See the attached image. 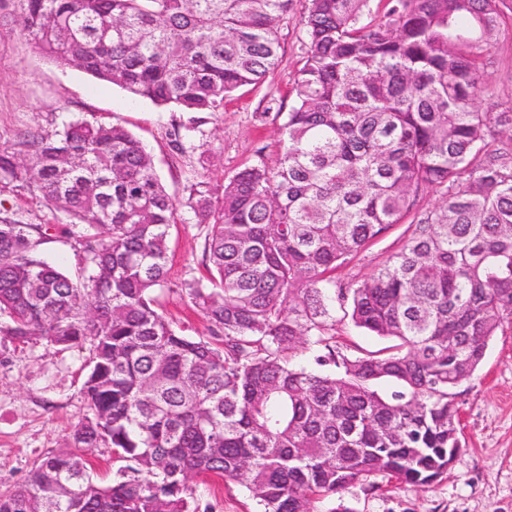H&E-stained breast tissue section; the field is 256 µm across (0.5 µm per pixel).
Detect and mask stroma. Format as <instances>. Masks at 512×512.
<instances>
[{"label": "stroma", "mask_w": 512, "mask_h": 512, "mask_svg": "<svg viewBox=\"0 0 512 512\" xmlns=\"http://www.w3.org/2000/svg\"><path fill=\"white\" fill-rule=\"evenodd\" d=\"M306 0L294 7L279 29L278 67L257 86L238 90L217 112H182L133 98L123 89L48 58L16 22L18 0H0V151L23 154L27 136L72 117L119 124L152 154L157 174L177 201L170 239L169 278L157 291L156 308L189 336L210 337V324L192 304L184 283L203 277L206 228L185 203L186 188L204 179L222 183L245 165H275L280 123L267 108H290L294 81L303 63ZM500 30L483 58L477 107L512 110V0L501 4ZM190 127L191 146L178 150L174 129ZM39 224L48 230L43 258L70 274H80V230L68 216L27 190L0 193V219ZM407 224L389 229L336 273L360 281L399 251ZM88 347L63 348L46 342L22 343L0 335V490L21 483L44 457L67 447L75 425L89 413L83 385ZM450 400L465 446L447 475L417 486L357 484L341 494L349 512H512V325L489 344L481 367L457 386ZM201 506L210 512H259L253 492L219 477L192 478Z\"/></svg>", "instance_id": "35a3bbf8"}]
</instances>
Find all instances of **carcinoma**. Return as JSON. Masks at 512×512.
Returning <instances> with one entry per match:
<instances>
[{
    "mask_svg": "<svg viewBox=\"0 0 512 512\" xmlns=\"http://www.w3.org/2000/svg\"><path fill=\"white\" fill-rule=\"evenodd\" d=\"M307 0V51L279 158L190 184L206 276L185 283L219 342L176 332L155 306L177 206L125 128L86 118L0 151V187L28 188L83 226V274L45 261L42 227L0 220V334L87 344L90 415L73 448L0 492V512H208L194 475L244 483L262 512H312L382 476L427 485L463 451L448 395L512 324V112L474 105L501 0ZM49 57L136 98L217 112L279 59L294 0H19ZM442 205L357 283L338 267L430 188ZM391 345L336 350L345 318ZM305 341L316 367L289 353ZM392 380L400 389L372 388ZM127 465L96 483L77 448Z\"/></svg>",
    "mask_w": 512,
    "mask_h": 512,
    "instance_id": "cac0c4a2",
    "label": "carcinoma"
}]
</instances>
